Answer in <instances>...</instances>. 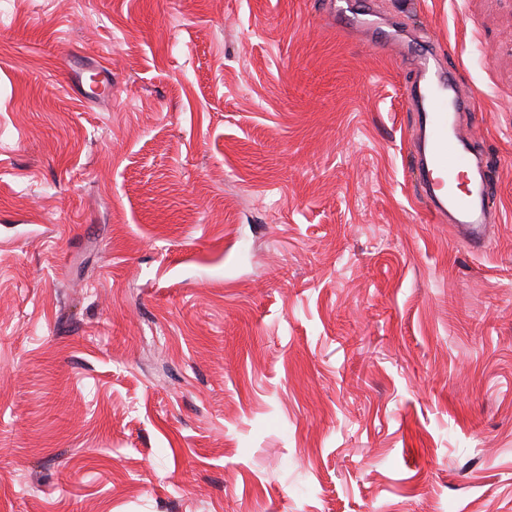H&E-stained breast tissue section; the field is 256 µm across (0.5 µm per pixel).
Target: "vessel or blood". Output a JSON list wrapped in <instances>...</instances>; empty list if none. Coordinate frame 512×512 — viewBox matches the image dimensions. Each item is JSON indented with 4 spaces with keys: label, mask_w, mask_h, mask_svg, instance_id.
<instances>
[{
    "label": "vessel or blood",
    "mask_w": 512,
    "mask_h": 512,
    "mask_svg": "<svg viewBox=\"0 0 512 512\" xmlns=\"http://www.w3.org/2000/svg\"><path fill=\"white\" fill-rule=\"evenodd\" d=\"M326 15L359 31L372 47H394L412 73L403 101L413 112L417 139L411 151L410 178L426 204L427 217L451 224L472 252L489 243V204L494 176L476 146L467 123L476 106L455 70L441 60L429 41H415L382 19L369 0H324ZM81 97L93 103L112 95V78L99 74L84 83L75 73Z\"/></svg>",
    "instance_id": "vessel-or-blood-1"
}]
</instances>
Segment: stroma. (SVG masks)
<instances>
[{
	"label": "stroma",
	"instance_id": "obj_1",
	"mask_svg": "<svg viewBox=\"0 0 512 512\" xmlns=\"http://www.w3.org/2000/svg\"><path fill=\"white\" fill-rule=\"evenodd\" d=\"M372 2L475 98L485 252L321 0H0V512H512V0ZM98 77L87 88L84 87L83 75L85 70H77L74 75L73 85L79 89L81 97L89 103H94L101 98L112 97V74L107 75L96 66L92 68Z\"/></svg>",
	"mask_w": 512,
	"mask_h": 512
}]
</instances>
